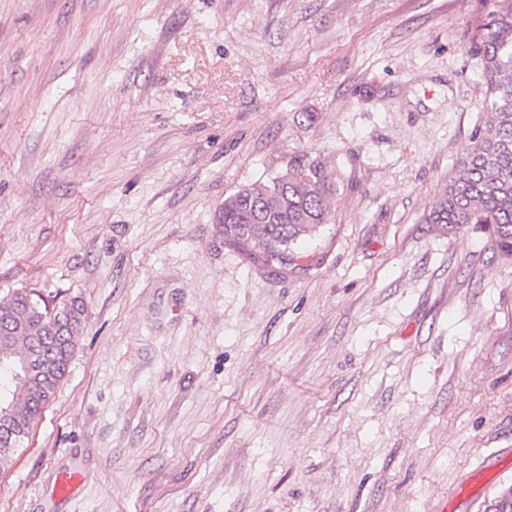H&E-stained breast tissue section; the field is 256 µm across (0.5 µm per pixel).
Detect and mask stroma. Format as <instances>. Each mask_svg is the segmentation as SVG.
<instances>
[{"label": "stroma", "mask_w": 512, "mask_h": 512, "mask_svg": "<svg viewBox=\"0 0 512 512\" xmlns=\"http://www.w3.org/2000/svg\"><path fill=\"white\" fill-rule=\"evenodd\" d=\"M477 10L0 0V300L86 308L0 512H484L512 485V260L422 221L487 115ZM295 153L331 221L268 267L213 215ZM83 485V475L79 471L60 473L54 483L46 488V493L55 500L74 499Z\"/></svg>", "instance_id": "stroma-1"}]
</instances>
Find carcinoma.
<instances>
[{
	"label": "carcinoma",
	"instance_id": "obj_1",
	"mask_svg": "<svg viewBox=\"0 0 512 512\" xmlns=\"http://www.w3.org/2000/svg\"><path fill=\"white\" fill-rule=\"evenodd\" d=\"M470 50L482 65L488 119L471 151L424 217L450 229L475 224L488 232L499 255L512 259V0H479ZM330 177L305 154L285 168L224 198L213 216L218 233L266 264L294 261V246L330 223ZM68 309L61 331L50 311ZM85 308L76 297L59 305L16 289L0 301V417L18 429L16 446L0 448L8 466L30 425L55 397L84 330Z\"/></svg>",
	"mask_w": 512,
	"mask_h": 512
}]
</instances>
